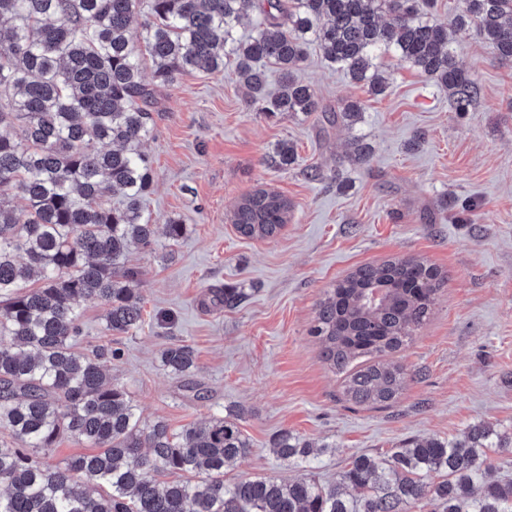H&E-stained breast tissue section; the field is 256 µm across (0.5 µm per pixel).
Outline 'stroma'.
Instances as JSON below:
<instances>
[{
    "instance_id": "stroma-1",
    "label": "stroma",
    "mask_w": 512,
    "mask_h": 512,
    "mask_svg": "<svg viewBox=\"0 0 512 512\" xmlns=\"http://www.w3.org/2000/svg\"><path fill=\"white\" fill-rule=\"evenodd\" d=\"M453 48L480 90L470 112L453 111L446 90L389 55L378 60L388 88L371 95L313 45L298 76L326 105L361 101L356 124L325 129L311 116L257 111L229 65L158 88L143 207L152 223L176 220L186 231L129 257L143 329L106 335L104 305L88 301L77 348L116 351L105 364L146 422L178 431L234 415L252 451L228 479L328 484L355 455L454 441L481 422L512 433V65L474 32ZM354 138L372 146L368 165L346 157ZM282 141L295 161L277 169L267 159ZM259 189L293 204L269 239L244 237L231 221ZM396 256L426 260L445 282L430 320L391 356L410 375L405 388L388 406H359L310 330L336 281ZM224 288L241 301L212 304ZM174 343L193 348L191 376L163 369L160 354ZM286 431L318 448L306 469L273 454Z\"/></svg>"
}]
</instances>
